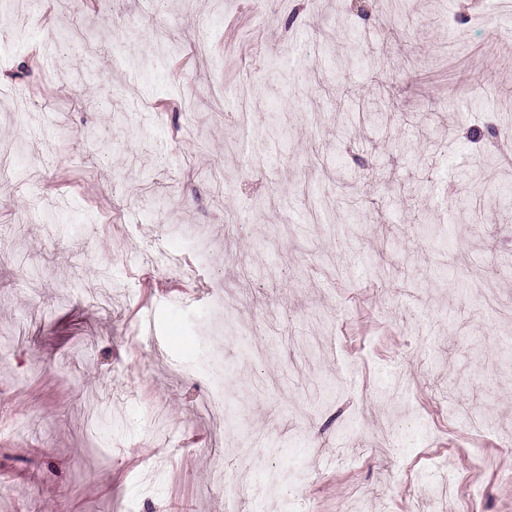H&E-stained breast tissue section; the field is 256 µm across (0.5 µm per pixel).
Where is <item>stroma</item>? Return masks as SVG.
Wrapping results in <instances>:
<instances>
[{"label":"stroma","instance_id":"35a3bbf8","mask_svg":"<svg viewBox=\"0 0 512 512\" xmlns=\"http://www.w3.org/2000/svg\"><path fill=\"white\" fill-rule=\"evenodd\" d=\"M388 3L0 0V512H512V9Z\"/></svg>","mask_w":512,"mask_h":512}]
</instances>
